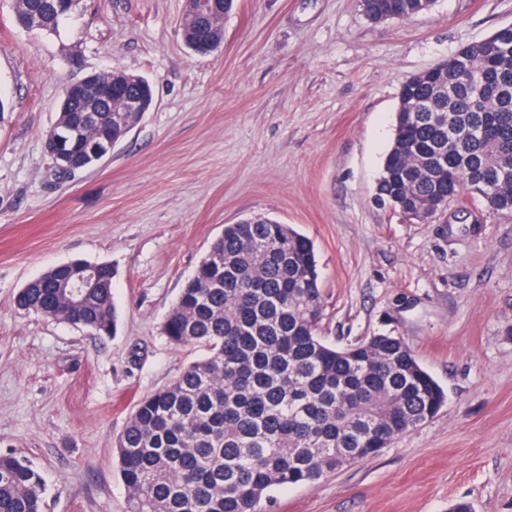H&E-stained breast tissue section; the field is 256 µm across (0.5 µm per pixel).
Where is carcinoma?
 I'll return each instance as SVG.
<instances>
[{
	"label": "carcinoma",
	"instance_id": "carcinoma-1",
	"mask_svg": "<svg viewBox=\"0 0 512 512\" xmlns=\"http://www.w3.org/2000/svg\"><path fill=\"white\" fill-rule=\"evenodd\" d=\"M372 21L407 19L427 0H365ZM14 17L56 32V0H14ZM184 44L224 39L222 15L185 11ZM123 78L120 95L106 96ZM154 98L141 76L102 71L62 99L55 125L72 156L116 137L131 99ZM493 179L491 211L512 213V33L465 46L401 88L378 193L428 211ZM80 264L56 265L26 284L18 307L97 336L117 325L108 264L76 299ZM322 289L312 240L253 216L224 225L166 316L169 342L204 355L141 398L115 442L127 512H264L282 486L311 484L350 460L374 457L417 429L445 393L399 337L347 347L319 333ZM45 485L26 457L0 453V512H44Z\"/></svg>",
	"mask_w": 512,
	"mask_h": 512
}]
</instances>
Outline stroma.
<instances>
[{
    "instance_id": "1",
    "label": "stroma",
    "mask_w": 512,
    "mask_h": 512,
    "mask_svg": "<svg viewBox=\"0 0 512 512\" xmlns=\"http://www.w3.org/2000/svg\"><path fill=\"white\" fill-rule=\"evenodd\" d=\"M0 0V452L45 481L44 512H126L114 442L142 397L200 358L165 317L225 225L254 214L313 240L321 334L402 338L447 399L380 455L273 494V512H512V215L479 195L420 223L375 200L402 84L512 25V0H434L374 22L360 0H235L207 56L185 0H81L58 33ZM148 79L154 104L104 162L56 178L62 91ZM111 264L117 329L25 313L50 267Z\"/></svg>"
}]
</instances>
